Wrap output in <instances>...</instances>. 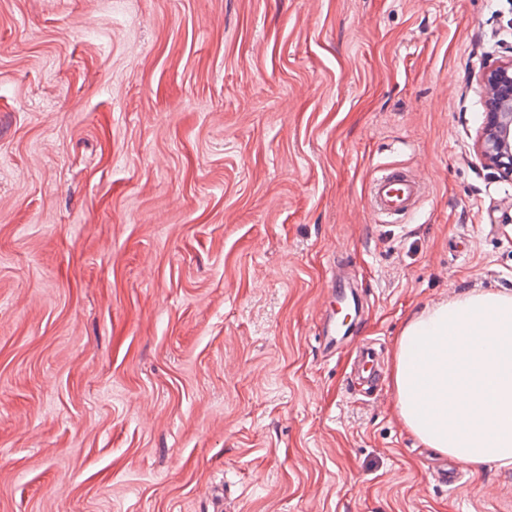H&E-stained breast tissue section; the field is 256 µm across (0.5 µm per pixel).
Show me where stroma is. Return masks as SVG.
Segmentation results:
<instances>
[{
  "mask_svg": "<svg viewBox=\"0 0 512 512\" xmlns=\"http://www.w3.org/2000/svg\"><path fill=\"white\" fill-rule=\"evenodd\" d=\"M510 57L512 0H0V512H512V467L448 490L390 386L346 384L512 292L476 150ZM388 165L429 186L398 224ZM426 185L407 169L394 167L375 176L368 188L369 208L380 218L408 216L423 202ZM361 369L365 372L366 376L363 379L369 382L372 390L376 389L382 377V370L379 362V356L376 349L372 346H363L359 350L358 355V370Z\"/></svg>",
  "mask_w": 512,
  "mask_h": 512,
  "instance_id": "1",
  "label": "stroma"
}]
</instances>
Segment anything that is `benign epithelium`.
<instances>
[{"label": "benign epithelium", "mask_w": 512, "mask_h": 512, "mask_svg": "<svg viewBox=\"0 0 512 512\" xmlns=\"http://www.w3.org/2000/svg\"><path fill=\"white\" fill-rule=\"evenodd\" d=\"M482 81L486 92L477 149L488 168L512 180V58L490 65Z\"/></svg>", "instance_id": "1"}]
</instances>
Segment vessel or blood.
Here are the masks:
<instances>
[{
	"mask_svg": "<svg viewBox=\"0 0 512 512\" xmlns=\"http://www.w3.org/2000/svg\"><path fill=\"white\" fill-rule=\"evenodd\" d=\"M425 195L426 185L420 178L404 168H389L371 180L368 188L369 208L380 218L404 217L420 206ZM358 367L371 387L379 386L382 370L374 347L360 349Z\"/></svg>",
	"mask_w": 512,
	"mask_h": 512,
	"instance_id": "1",
	"label": "vessel or blood"
}]
</instances>
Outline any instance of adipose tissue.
<instances>
[{
  "label": "adipose tissue",
  "mask_w": 512,
  "mask_h": 512,
  "mask_svg": "<svg viewBox=\"0 0 512 512\" xmlns=\"http://www.w3.org/2000/svg\"><path fill=\"white\" fill-rule=\"evenodd\" d=\"M390 386L404 426L427 447L512 466V293L466 291L410 319Z\"/></svg>",
  "instance_id": "ef3b65f1"
}]
</instances>
